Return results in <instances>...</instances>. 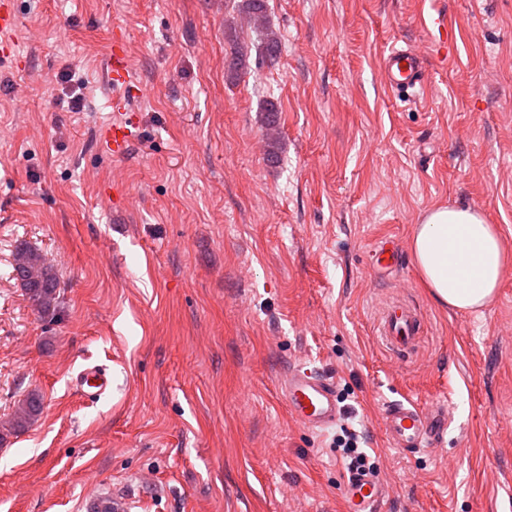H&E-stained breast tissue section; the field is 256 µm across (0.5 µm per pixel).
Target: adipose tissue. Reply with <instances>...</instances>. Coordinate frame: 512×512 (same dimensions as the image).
Instances as JSON below:
<instances>
[{"mask_svg": "<svg viewBox=\"0 0 512 512\" xmlns=\"http://www.w3.org/2000/svg\"><path fill=\"white\" fill-rule=\"evenodd\" d=\"M411 253L434 301L459 312L487 306L511 267L496 225L470 205L429 210L412 232Z\"/></svg>", "mask_w": 512, "mask_h": 512, "instance_id": "adipose-tissue-1", "label": "adipose tissue"}]
</instances>
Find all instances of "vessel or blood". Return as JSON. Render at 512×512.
Segmentation results:
<instances>
[{"label":"vessel or blood","instance_id":"vessel-or-blood-1","mask_svg":"<svg viewBox=\"0 0 512 512\" xmlns=\"http://www.w3.org/2000/svg\"><path fill=\"white\" fill-rule=\"evenodd\" d=\"M380 67L390 88L410 94L425 84L426 58L411 46H390L380 60ZM104 76L115 89L124 88L133 77L122 36L112 39ZM133 138L131 124L126 119L112 123L104 131L106 146L115 158L126 155ZM371 258L374 266L384 273L392 271L399 261L397 250L387 241L372 249ZM423 331L424 320L416 308L399 300L384 308L379 333L392 352L411 353ZM111 381L106 369L89 366L74 377L72 384L93 401L107 391ZM278 391L291 418L310 431H326L340 417L336 382L324 373L301 365L291 367L281 377ZM447 417L448 408L442 404L424 408L411 401L398 402L386 406L382 429L394 448L406 453L428 452L442 440ZM343 493L348 502L347 512H378L386 489L371 477L361 476L347 483Z\"/></svg>","mask_w":512,"mask_h":512}]
</instances>
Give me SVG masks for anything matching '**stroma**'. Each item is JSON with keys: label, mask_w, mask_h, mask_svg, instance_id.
Returning a JSON list of instances; mask_svg holds the SVG:
<instances>
[{"label": "stroma", "mask_w": 512, "mask_h": 512, "mask_svg": "<svg viewBox=\"0 0 512 512\" xmlns=\"http://www.w3.org/2000/svg\"><path fill=\"white\" fill-rule=\"evenodd\" d=\"M0 57V424L33 390L42 412L0 443V512H345L332 432L298 425L289 367L334 376L389 489L380 512H512V270L476 314L437 305L410 237L468 204L512 249V0H268L281 40L262 62L238 0H8ZM439 12V49L422 25ZM125 35L138 126L101 139L103 68ZM427 58L416 98L390 91L393 42ZM236 82L224 68L235 53ZM280 107L267 160L261 105ZM390 239L392 273L371 262ZM57 271L44 316L12 274L16 246ZM423 315L409 360L377 334L387 300ZM89 363L112 387L86 402ZM448 407L442 446L394 448L384 407ZM129 121L130 118L119 120L109 125L104 131L103 138L113 158L124 157L135 137L130 128L133 127V123Z\"/></svg>", "instance_id": "35a3bbf8"}]
</instances>
